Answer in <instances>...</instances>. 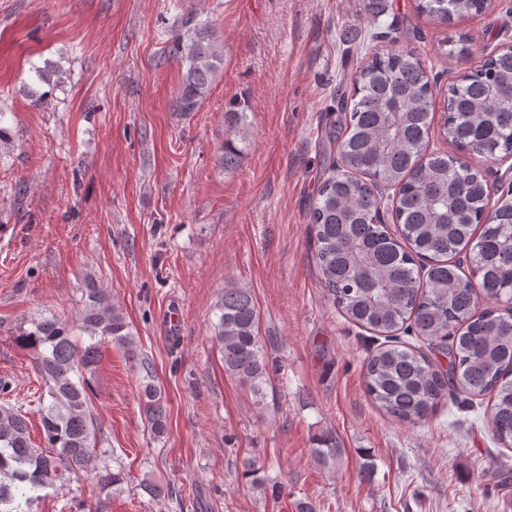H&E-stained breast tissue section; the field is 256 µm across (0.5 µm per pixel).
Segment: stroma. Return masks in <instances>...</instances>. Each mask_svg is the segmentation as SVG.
Returning a JSON list of instances; mask_svg holds the SVG:
<instances>
[{"label": "stroma", "instance_id": "stroma-1", "mask_svg": "<svg viewBox=\"0 0 512 512\" xmlns=\"http://www.w3.org/2000/svg\"><path fill=\"white\" fill-rule=\"evenodd\" d=\"M210 23L224 62L198 110L174 107L181 69L167 47L187 19ZM372 37L362 0H0V389L42 442V384L14 338L41 312L77 321L83 281L111 295L151 359L170 412L153 440L141 379L105 344L92 382L103 460L126 481L106 512H512V448L488 402L442 401L409 426L378 411L364 361L379 336L329 299L309 210L328 154L323 131L366 50L412 49L450 83L512 44V0L438 26L393 0ZM463 52L443 55V42ZM70 75L33 106L35 70ZM249 107L250 146L224 167V112ZM249 289L280 369L264 408L224 373L212 344L226 285ZM341 455L323 466L319 435ZM152 478L180 501L151 498ZM98 489L69 474L32 512H80Z\"/></svg>", "mask_w": 512, "mask_h": 512}]
</instances>
